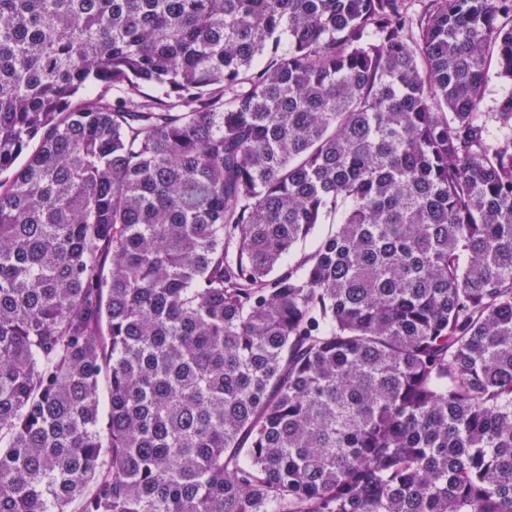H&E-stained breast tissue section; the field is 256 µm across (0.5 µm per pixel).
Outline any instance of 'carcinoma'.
Instances as JSON below:
<instances>
[{
    "label": "carcinoma",
    "instance_id": "carcinoma-1",
    "mask_svg": "<svg viewBox=\"0 0 512 512\" xmlns=\"http://www.w3.org/2000/svg\"><path fill=\"white\" fill-rule=\"evenodd\" d=\"M493 65L512 0H0V512H512ZM510 92L512 84L498 78L491 70L484 91L482 112H493L496 103Z\"/></svg>",
    "mask_w": 512,
    "mask_h": 512
}]
</instances>
